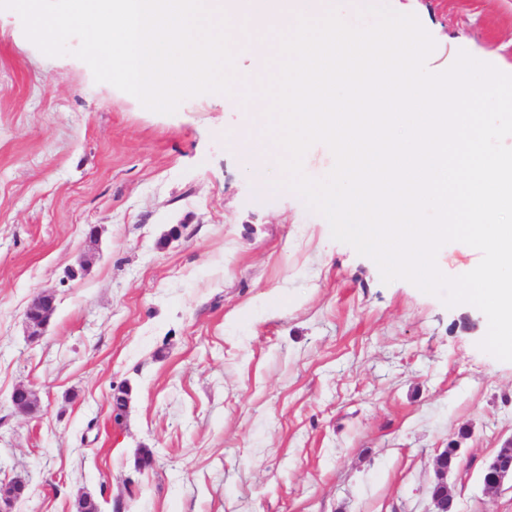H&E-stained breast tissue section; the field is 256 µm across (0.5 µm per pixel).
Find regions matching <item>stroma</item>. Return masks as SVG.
<instances>
[{"label":"stroma","mask_w":512,"mask_h":512,"mask_svg":"<svg viewBox=\"0 0 512 512\" xmlns=\"http://www.w3.org/2000/svg\"><path fill=\"white\" fill-rule=\"evenodd\" d=\"M433 37L512 74V0H402ZM0 10V484L14 512H512L484 462L512 440V362L485 315L446 307L259 192L207 93L162 114ZM56 311L30 342L25 310ZM35 409L15 413L16 386ZM127 390L120 421L111 397ZM151 450L153 462L139 459Z\"/></svg>","instance_id":"stroma-1"}]
</instances>
